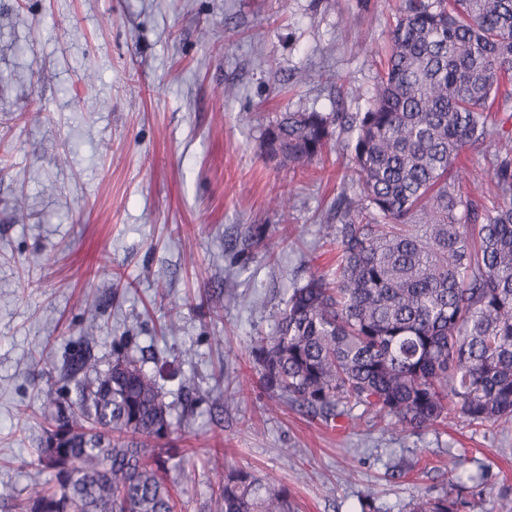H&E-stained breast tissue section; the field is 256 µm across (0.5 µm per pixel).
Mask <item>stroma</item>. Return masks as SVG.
<instances>
[{"label":"stroma","mask_w":512,"mask_h":512,"mask_svg":"<svg viewBox=\"0 0 512 512\" xmlns=\"http://www.w3.org/2000/svg\"><path fill=\"white\" fill-rule=\"evenodd\" d=\"M398 4L0 0V512L46 488L44 400L72 389L70 356L107 370L125 336L184 458L174 512H218L231 467L287 485L298 512L446 493L512 512V431L328 426L263 391L249 355L292 289L335 268L325 227L351 165L334 145L304 167L269 158L263 133L286 112L366 111ZM258 226L267 248H245Z\"/></svg>","instance_id":"obj_1"}]
</instances>
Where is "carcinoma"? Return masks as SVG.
I'll list each match as a JSON object with an SVG mask.
<instances>
[{
	"instance_id": "obj_1",
	"label": "carcinoma",
	"mask_w": 512,
	"mask_h": 512,
	"mask_svg": "<svg viewBox=\"0 0 512 512\" xmlns=\"http://www.w3.org/2000/svg\"><path fill=\"white\" fill-rule=\"evenodd\" d=\"M512 0H400L386 67L350 128L352 166L329 226L338 260L292 289L272 335L249 354L266 391L328 423L356 407L390 430L434 428L457 415L512 426V139L487 122L509 102ZM334 112H287L267 128L268 154L308 165L336 128ZM493 147L488 208L451 173L462 153ZM75 399L55 408L36 466L40 497L18 512H173L152 452L171 433L156 376L112 346V363L80 355ZM418 500L409 512H459ZM220 512H295L286 486L231 468Z\"/></svg>"
}]
</instances>
